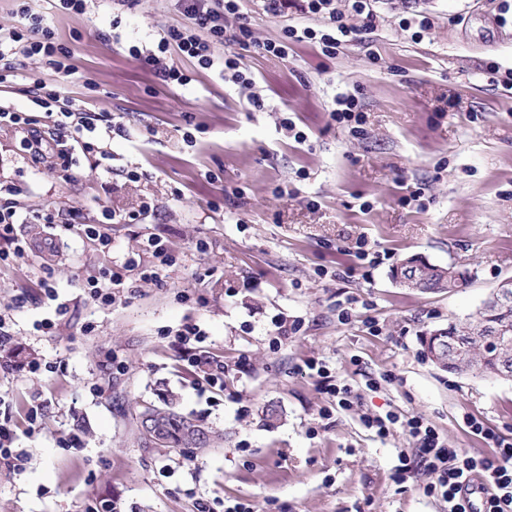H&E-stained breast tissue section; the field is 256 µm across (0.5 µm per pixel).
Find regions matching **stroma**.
I'll return each mask as SVG.
<instances>
[{"label":"stroma","mask_w":512,"mask_h":512,"mask_svg":"<svg viewBox=\"0 0 512 512\" xmlns=\"http://www.w3.org/2000/svg\"><path fill=\"white\" fill-rule=\"evenodd\" d=\"M502 2L381 0L374 30L336 56L307 42L289 44L284 59L243 52L265 99L252 111L236 85L194 60L175 57L190 78L179 86L128 53L184 24L167 0L117 11L96 0L83 15L55 0H0V28L23 8L43 16L72 67L17 57L14 106L26 110L39 78L122 116L128 132L110 144L111 173L83 158L64 179L0 130V204L78 213L77 223L45 228L54 256L32 245L0 261V316L15 338L13 367L0 368V411L30 452L25 471L0 467V512H88L105 501L120 512H197L201 499L257 512H448L425 492L432 475L396 480L411 448L401 422L381 439L361 418L423 416L449 447L479 458L494 449L467 418L512 441V381L440 371L420 344L512 276V89L485 70L492 60L512 67V8ZM416 10L433 21L420 40L402 24ZM111 32L121 45L103 42ZM353 89L366 117L359 136L328 122L333 96ZM287 118L303 140L283 128ZM88 225L110 245L86 236ZM360 237L387 261H357ZM149 239L173 264L143 250ZM413 255L474 278L449 294L397 287L390 272ZM108 270L123 280L109 306L88 290ZM348 297L344 320L338 303ZM46 318L49 335L36 329ZM186 323L223 360V385L179 359L175 334ZM280 324L291 331L276 345ZM33 359L47 371L24 370ZM309 360L352 386V407L331 404L305 375ZM169 390L179 412L223 435L219 447L139 444L137 405ZM269 404L283 416L265 426Z\"/></svg>","instance_id":"1"}]
</instances>
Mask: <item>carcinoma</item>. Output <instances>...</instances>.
Masks as SVG:
<instances>
[{
  "label": "carcinoma",
  "instance_id": "obj_1",
  "mask_svg": "<svg viewBox=\"0 0 512 512\" xmlns=\"http://www.w3.org/2000/svg\"><path fill=\"white\" fill-rule=\"evenodd\" d=\"M417 280L425 293H444L462 288L469 283L470 274L452 264L434 263L405 267L391 271V278ZM512 327V300L494 309L477 308L463 320H450L443 328V344L433 364L450 374H468V363L479 366L478 375L504 378L502 359L512 361V342L508 349L490 339L488 333ZM177 397L167 393L160 403L141 406L136 415L138 439L146 448H210L221 440V435L199 421L181 416L176 411Z\"/></svg>",
  "mask_w": 512,
  "mask_h": 512
}]
</instances>
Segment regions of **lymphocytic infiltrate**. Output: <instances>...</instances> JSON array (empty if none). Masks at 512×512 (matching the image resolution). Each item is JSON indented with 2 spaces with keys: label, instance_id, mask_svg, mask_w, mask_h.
<instances>
[{
  "label": "lymphocytic infiltrate",
  "instance_id": "1",
  "mask_svg": "<svg viewBox=\"0 0 512 512\" xmlns=\"http://www.w3.org/2000/svg\"><path fill=\"white\" fill-rule=\"evenodd\" d=\"M175 9L184 14L189 23L180 28L165 30L154 45L129 46V53L140 59L164 82L187 85L188 77L175 64L167 63L169 55L195 59L205 70L215 69L225 80L244 91L248 106L263 110V97L255 92V81L242 70L237 55L216 56L215 45L237 46L275 58H286L292 42L317 43L324 54L333 56L363 31L375 26L378 0H348L347 9H340L339 0H262L264 11L276 19L287 17L289 8L320 18V27L284 26L280 38L257 41L252 37V23L239 7L240 0H171ZM25 57L58 71H69L67 55L54 41V35L43 17L25 14L20 26L0 32V84L14 77L16 57ZM36 113L15 111L12 103L0 97V129L23 134L24 142L35 160H46L47 146L44 131L55 134L58 145L66 147L70 155L81 154L95 159L97 169L111 172L112 153L108 149L116 136H125L122 122L114 117L99 118L96 113L84 111L74 101L61 96L54 87L41 80H33L29 90ZM47 129H40V122ZM58 219L56 209L21 212L13 205L0 206V260L9 251H23L25 243L16 234L20 224H53ZM203 340L197 325L186 324L176 334L180 360L202 372L210 385L224 378L223 362L197 353L196 345ZM404 422L416 448L413 457L402 458L396 472L404 479L413 467H423L435 480L426 489L448 503V512H512V442L500 438L492 429L475 418L468 419L471 432L492 444L495 454L490 458H476L450 448L422 416L399 419L394 413L367 415L364 426L385 437L391 426Z\"/></svg>",
  "mask_w": 512,
  "mask_h": 512
}]
</instances>
